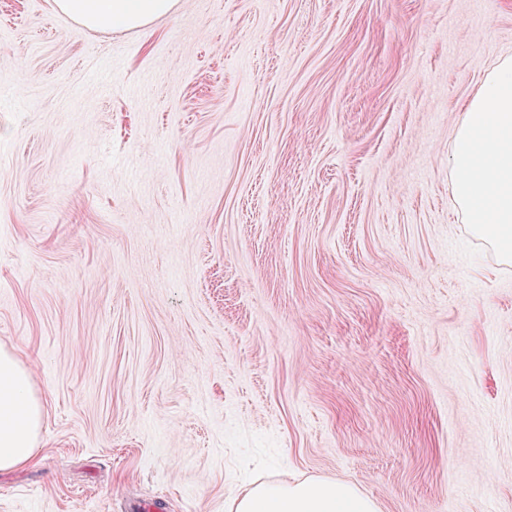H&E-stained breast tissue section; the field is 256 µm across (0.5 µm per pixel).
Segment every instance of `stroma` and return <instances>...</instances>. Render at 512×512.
<instances>
[{"mask_svg":"<svg viewBox=\"0 0 512 512\" xmlns=\"http://www.w3.org/2000/svg\"><path fill=\"white\" fill-rule=\"evenodd\" d=\"M512 0H0V348L44 409L0 512L352 483L512 512V264L453 204ZM178 0H54L57 10L81 26L110 30L142 27L173 13Z\"/></svg>","mask_w":512,"mask_h":512,"instance_id":"obj_1","label":"stroma"}]
</instances>
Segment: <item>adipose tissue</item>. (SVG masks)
<instances>
[{
	"mask_svg": "<svg viewBox=\"0 0 512 512\" xmlns=\"http://www.w3.org/2000/svg\"><path fill=\"white\" fill-rule=\"evenodd\" d=\"M178 0H54L81 26L142 27L173 13ZM450 175L456 206L503 262H512V57L502 58L466 102L455 130ZM43 407L29 371L0 349V471L34 461ZM233 512H378L354 486L307 478L254 484L233 499Z\"/></svg>",
	"mask_w": 512,
	"mask_h": 512,
	"instance_id": "1",
	"label": "adipose tissue"
}]
</instances>
